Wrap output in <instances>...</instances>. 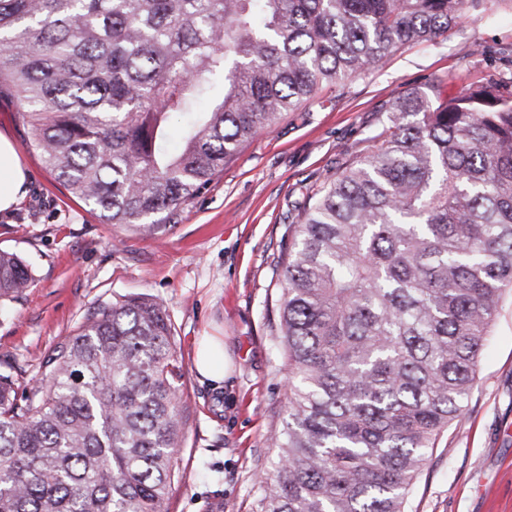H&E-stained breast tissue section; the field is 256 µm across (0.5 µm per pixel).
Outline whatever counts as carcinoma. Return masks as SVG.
Masks as SVG:
<instances>
[{
    "label": "carcinoma",
    "instance_id": "obj_1",
    "mask_svg": "<svg viewBox=\"0 0 512 512\" xmlns=\"http://www.w3.org/2000/svg\"><path fill=\"white\" fill-rule=\"evenodd\" d=\"M486 5L0 0V82L55 179L104 223L154 232L319 86ZM384 135L288 225L287 410L256 512H405L512 294V91L478 82L437 104L407 91ZM30 282L0 251V298ZM49 363L21 402L0 372V512H167L184 375L164 305H98Z\"/></svg>",
    "mask_w": 512,
    "mask_h": 512
}]
</instances>
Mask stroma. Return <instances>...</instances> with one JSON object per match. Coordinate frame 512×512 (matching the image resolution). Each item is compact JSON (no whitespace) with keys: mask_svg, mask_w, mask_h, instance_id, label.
I'll list each match as a JSON object with an SVG mask.
<instances>
[{"mask_svg":"<svg viewBox=\"0 0 512 512\" xmlns=\"http://www.w3.org/2000/svg\"><path fill=\"white\" fill-rule=\"evenodd\" d=\"M476 81H512V0L322 87L272 132L246 142L152 235L102 223L60 184L17 117L18 98L0 83V131L15 140L29 173L21 204L0 215V250L20 255L33 276L21 297L0 299V371L32 384L97 305L128 294L160 299L183 363L187 419L169 512H255L287 406L272 277L296 221L293 202L374 152L403 92L419 88L439 102ZM206 336L223 337L231 365L220 391L194 369ZM408 512H512L511 297L483 352L468 414L437 439Z\"/></svg>","mask_w":512,"mask_h":512,"instance_id":"stroma-1","label":"stroma"}]
</instances>
